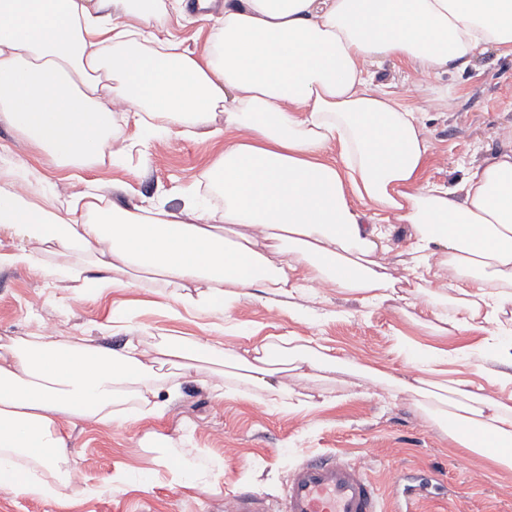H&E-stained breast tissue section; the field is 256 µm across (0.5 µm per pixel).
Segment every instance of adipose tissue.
I'll return each instance as SVG.
<instances>
[{"instance_id": "1", "label": "adipose tissue", "mask_w": 512, "mask_h": 512, "mask_svg": "<svg viewBox=\"0 0 512 512\" xmlns=\"http://www.w3.org/2000/svg\"><path fill=\"white\" fill-rule=\"evenodd\" d=\"M164 0H0V121L52 166L91 168L118 155L116 105L133 101L138 144L172 127L232 140L210 166L223 208L189 189L177 212L103 202L93 181L61 196L26 162L0 167V269H42L40 242L64 251L52 269L74 296L164 288L166 313L214 319L251 290L300 317L305 297L330 288L366 307L399 302L413 284L421 320L446 332L498 327L485 353L496 392L435 378L426 350L406 379L331 355L295 336L246 353L217 341L161 337L153 353L129 338L117 349L49 335L0 345V489L54 498L38 466L63 476L67 428L162 416L159 387L178 397V372L231 375L264 405L300 413L313 396L289 377L338 371L411 393L450 447L512 470V138L457 184L426 176L421 112L372 88L371 64L395 59L431 80L469 67L479 49L512 56V0H224L203 45L170 31ZM410 228L402 276L384 253L391 222ZM252 228L249 236L237 225ZM452 272L453 315L439 312L431 279Z\"/></svg>"}]
</instances>
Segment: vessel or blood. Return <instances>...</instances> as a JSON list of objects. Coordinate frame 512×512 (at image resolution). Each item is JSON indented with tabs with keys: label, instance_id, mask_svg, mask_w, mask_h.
Segmentation results:
<instances>
[{
	"label": "vessel or blood",
	"instance_id": "vessel-or-blood-1",
	"mask_svg": "<svg viewBox=\"0 0 512 512\" xmlns=\"http://www.w3.org/2000/svg\"><path fill=\"white\" fill-rule=\"evenodd\" d=\"M231 502L233 512H386L366 466L337 454L303 461L289 476L276 508L246 490Z\"/></svg>",
	"mask_w": 512,
	"mask_h": 512
}]
</instances>
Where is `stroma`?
I'll return each mask as SVG.
<instances>
[{"label":"stroma","mask_w":512,"mask_h":512,"mask_svg":"<svg viewBox=\"0 0 512 512\" xmlns=\"http://www.w3.org/2000/svg\"><path fill=\"white\" fill-rule=\"evenodd\" d=\"M373 86L398 93L424 114L431 147L429 176L458 182L469 166L488 159L500 140L497 129L512 127V112L502 105L504 87L512 84V57L487 49L476 53L466 70L421 83L403 62L386 60L374 65ZM224 139L201 141L171 135L154 148L128 153L90 169V177L109 185L114 206L135 209L164 204L177 212L183 206V188L205 180L213 161L223 152ZM160 284L113 288L95 299L70 295L64 284L46 272L26 268L0 269V344L40 333L46 319L56 323L57 335L81 344L95 339L107 347L121 346L124 335L111 334L105 324L113 309L132 308L150 326L143 346L158 336H208L200 318H178L163 313ZM305 317L272 312L253 298L240 300L232 320L247 324L249 337L225 331L224 345L248 347L267 336H304L316 343L381 365L398 376L414 374V363L395 350L394 339L409 338L415 345L442 351L449 377L487 385L478 370L482 362V332L439 336L418 320L419 311L407 302L396 308L369 310L354 297L321 291L308 301ZM340 317H333V310ZM182 395L168 412L146 421L129 420L103 425L77 424L65 455L80 479L57 487V497L43 500L0 490V512H224L225 498L238 490L259 494L267 504L281 496L290 473L302 461L335 453L363 462L383 487L390 503L402 496L398 475L418 484L439 475L441 488L431 490L425 512H512V473L489 468L477 458L451 448L440 431L424 424L411 396L358 397L355 377L329 372L308 381L292 379L297 391L323 395L326 406L308 413L286 414L265 408L258 394L233 389L215 398L202 372L184 371ZM163 439L189 458L213 481L209 488L173 486L155 454L145 448V434ZM154 472L150 489L130 485L113 492L107 485L115 467Z\"/></svg>","instance_id":"1"}]
</instances>
